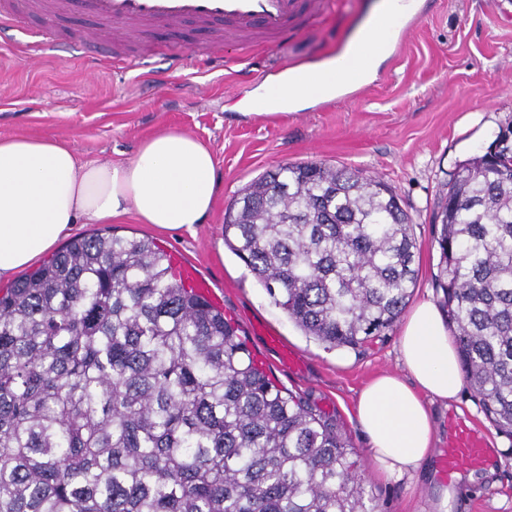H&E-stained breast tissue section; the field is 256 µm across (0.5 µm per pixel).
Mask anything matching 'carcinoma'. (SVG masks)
I'll return each mask as SVG.
<instances>
[{
	"label": "carcinoma",
	"mask_w": 512,
	"mask_h": 512,
	"mask_svg": "<svg viewBox=\"0 0 512 512\" xmlns=\"http://www.w3.org/2000/svg\"><path fill=\"white\" fill-rule=\"evenodd\" d=\"M508 140L448 188L436 288L470 388L512 436ZM224 243L328 349L393 326L417 282L408 215L356 170L264 175ZM357 456L148 238L74 237L0 289V512H377Z\"/></svg>",
	"instance_id": "obj_1"
}]
</instances>
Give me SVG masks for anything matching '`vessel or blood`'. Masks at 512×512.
Segmentation results:
<instances>
[{
	"label": "vessel or blood",
	"instance_id": "1",
	"mask_svg": "<svg viewBox=\"0 0 512 512\" xmlns=\"http://www.w3.org/2000/svg\"><path fill=\"white\" fill-rule=\"evenodd\" d=\"M76 2L97 20L88 35L91 42L125 50L138 30L176 31L191 23L208 33L203 54L209 59L218 57L230 41L274 47L299 32L308 19L323 15L328 5V0H0V40H14L36 15L65 17ZM486 460L484 438L460 422L439 468L449 478L461 468L481 467Z\"/></svg>",
	"mask_w": 512,
	"mask_h": 512
}]
</instances>
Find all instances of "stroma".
I'll list each match as a JSON object with an SVG mask.
<instances>
[{
    "mask_svg": "<svg viewBox=\"0 0 512 512\" xmlns=\"http://www.w3.org/2000/svg\"><path fill=\"white\" fill-rule=\"evenodd\" d=\"M376 0H330L287 45L269 53L234 43L224 63L206 66L198 50L204 33L149 32L135 68L107 62V50L84 44L92 22L43 17L32 30L65 33L82 49L48 46L35 62L21 44L0 43V137H53L82 158L122 163L162 128L197 137L217 160L218 194L195 234L160 231L132 216L113 221L117 234L149 237L176 261L192 264L211 297L240 327L250 351L279 384L332 416L360 455L379 512H438L441 489H455L449 512H512V436L498 431L470 387L451 403L434 402L437 450L448 447V425L463 418L493 450L482 469L447 480L430 458L411 478L377 475L356 414L360 391L377 375L402 372L399 326L357 348L325 349L276 306L256 277L224 244V212L246 185L289 163L317 162L377 177L392 187L408 213L416 242L418 279L412 302L439 303L435 285L440 253L434 216L463 164L494 147L512 129V0H418L423 18L403 43L364 79L290 108L278 121L251 115L263 88L254 64L272 68L317 64L341 53ZM182 55L168 70L166 56ZM279 337L280 347L269 344Z\"/></svg>",
    "mask_w": 512,
    "mask_h": 512,
    "instance_id": "35a3bbf8",
    "label": "stroma"
}]
</instances>
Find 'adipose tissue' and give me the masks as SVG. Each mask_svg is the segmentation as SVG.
I'll return each instance as SVG.
<instances>
[{"label": "adipose tissue", "mask_w": 512, "mask_h": 512, "mask_svg": "<svg viewBox=\"0 0 512 512\" xmlns=\"http://www.w3.org/2000/svg\"><path fill=\"white\" fill-rule=\"evenodd\" d=\"M385 54L372 28L342 58L289 68L270 102H299L335 90L346 73L367 74ZM216 161L200 140L165 129L124 163L83 160L69 144L44 136L0 137V281L51 252L74 224L133 215L143 224L195 233L216 199ZM403 373L378 375L360 392L357 420L387 478L416 474L435 451L430 405L456 399V350L441 311L416 303L399 336Z\"/></svg>", "instance_id": "adipose-tissue-1"}]
</instances>
